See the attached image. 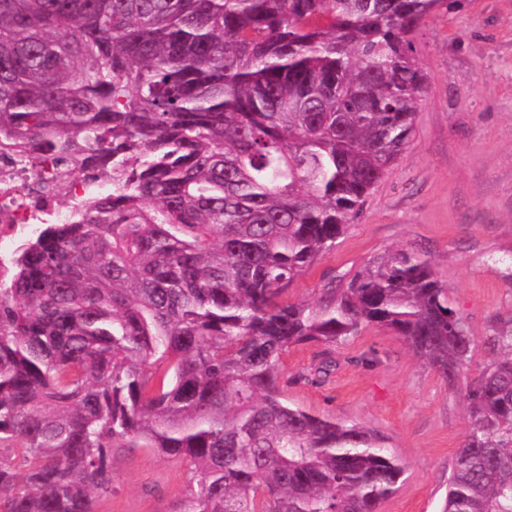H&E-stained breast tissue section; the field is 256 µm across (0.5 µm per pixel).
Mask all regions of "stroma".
I'll return each instance as SVG.
<instances>
[{
	"label": "stroma",
	"instance_id": "stroma-1",
	"mask_svg": "<svg viewBox=\"0 0 512 512\" xmlns=\"http://www.w3.org/2000/svg\"><path fill=\"white\" fill-rule=\"evenodd\" d=\"M413 41L425 75L412 139L368 196L333 251L301 274L285 303L316 305L327 288L375 255H426L465 318L475 349L463 382L494 357L490 338L512 328V0H461L419 24ZM333 355L295 345L279 366L288 400L376 431L405 466L380 512H442L469 417L462 384L447 381L402 337L366 327ZM188 467L146 448L112 453V496L96 512H165L185 497Z\"/></svg>",
	"mask_w": 512,
	"mask_h": 512
}]
</instances>
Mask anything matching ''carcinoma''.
Segmentation results:
<instances>
[{"instance_id":"carcinoma-1","label":"carcinoma","mask_w":512,"mask_h":512,"mask_svg":"<svg viewBox=\"0 0 512 512\" xmlns=\"http://www.w3.org/2000/svg\"><path fill=\"white\" fill-rule=\"evenodd\" d=\"M460 0H0V141L112 192L0 282V512H95L112 449L190 467L177 512H378L405 467L288 401L292 344L378 326L448 382L474 339L422 254L283 305L408 146L413 33ZM464 387L443 512H512V329Z\"/></svg>"}]
</instances>
